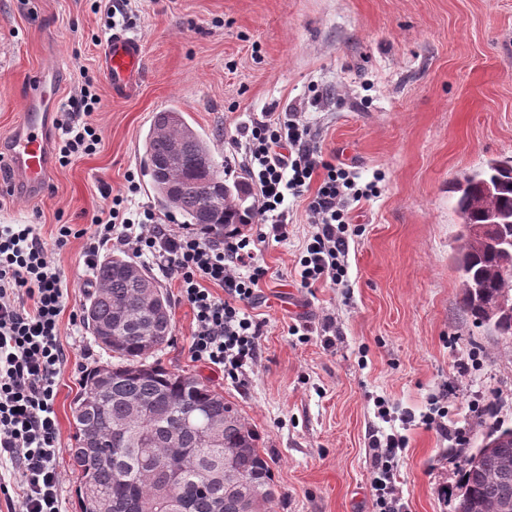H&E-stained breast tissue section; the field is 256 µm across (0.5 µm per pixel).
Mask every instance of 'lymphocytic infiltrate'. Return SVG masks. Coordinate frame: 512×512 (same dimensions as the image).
I'll list each match as a JSON object with an SVG mask.
<instances>
[{
  "instance_id": "lymphocytic-infiltrate-1",
  "label": "lymphocytic infiltrate",
  "mask_w": 512,
  "mask_h": 512,
  "mask_svg": "<svg viewBox=\"0 0 512 512\" xmlns=\"http://www.w3.org/2000/svg\"><path fill=\"white\" fill-rule=\"evenodd\" d=\"M97 97L80 90L62 122L56 146L60 164L93 154L100 137L90 117ZM241 162L256 188L255 221L267 227L257 237L224 240L164 222L150 208L130 210V194L113 195L91 221L85 250L95 265L101 248L119 246L176 277L179 297L193 311L192 360L236 380L256 364L262 329L248 312L267 270L257 252L267 238L288 235L289 198H307L316 232L302 256L298 275L309 285L330 277L343 284L353 231L350 202L360 201L349 171L325 160L307 122L296 112H265L240 131ZM223 296L213 293L214 287ZM64 296L59 270L31 224H0V465L11 464L19 479L0 482L7 512H60L59 438L52 418L55 376L63 363L59 316ZM402 438L372 436L371 487L376 512H402L391 461Z\"/></svg>"
}]
</instances>
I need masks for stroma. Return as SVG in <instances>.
Instances as JSON below:
<instances>
[{
  "instance_id": "stroma-1",
  "label": "stroma",
  "mask_w": 512,
  "mask_h": 512,
  "mask_svg": "<svg viewBox=\"0 0 512 512\" xmlns=\"http://www.w3.org/2000/svg\"><path fill=\"white\" fill-rule=\"evenodd\" d=\"M126 31L143 44L144 71L137 92L116 99L98 64L110 30L94 0H0V138L46 65L61 69L59 110L88 78L100 98L99 148L55 166L43 199L0 185V224L35 225L64 288L67 362L53 406L62 512L78 510L71 406L86 371L109 356L72 319L94 291L86 240L56 246L57 227H89L104 191H125L130 173L134 203L156 207L139 157L155 113L174 104L233 176L242 170L231 142L249 118L304 113L324 159L376 191L348 207L341 285L301 284L315 228L305 198H289L287 238L260 254L268 275L248 312L261 348L244 382L191 361L193 313L170 277L157 283L173 339L150 362L239 405L271 458L277 512H374L369 441L388 429L405 440L393 462L404 512H453L459 459L419 416L446 407L470 450L494 424L512 427V338L464 314L448 259L454 183L512 155V0H136ZM475 400L493 412L472 418Z\"/></svg>"
}]
</instances>
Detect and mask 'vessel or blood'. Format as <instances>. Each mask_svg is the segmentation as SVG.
<instances>
[{
    "instance_id": "vessel-or-blood-1",
    "label": "vessel or blood",
    "mask_w": 512,
    "mask_h": 512,
    "mask_svg": "<svg viewBox=\"0 0 512 512\" xmlns=\"http://www.w3.org/2000/svg\"><path fill=\"white\" fill-rule=\"evenodd\" d=\"M143 65L140 39L123 31L113 32L100 58V68L113 97L124 98L134 91ZM58 78L52 67L36 76L18 123L0 142V168L8 169L12 190L31 199L43 195L53 167L50 144L56 125Z\"/></svg>"
}]
</instances>
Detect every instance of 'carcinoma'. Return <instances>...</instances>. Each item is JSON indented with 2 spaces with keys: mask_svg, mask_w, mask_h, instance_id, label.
<instances>
[{
  "mask_svg": "<svg viewBox=\"0 0 512 512\" xmlns=\"http://www.w3.org/2000/svg\"><path fill=\"white\" fill-rule=\"evenodd\" d=\"M141 164L159 206L179 214L217 238L242 234L254 211L249 188L229 181L216 165L224 207L200 220L210 173L200 157L213 154L210 138L194 130L172 106L156 113L146 135ZM461 223L449 259L459 273L466 316L485 323L483 304L472 292L512 296V266L504 252L476 240L470 227L491 213L503 216L501 235L512 239V158L491 159L456 184ZM99 283L83 320L95 341L118 362L84 375L71 407L76 445L69 449L77 475L79 512H240L238 491L225 478V456H233L243 490L258 489L252 512H266L278 499L270 458L239 405L203 379L148 364L149 354L167 345L171 305L154 278L126 255L110 253L96 268ZM106 326L110 335H99ZM496 448L479 460L461 457L463 479L454 512H502L512 505V428L488 433ZM178 449L168 447L170 441Z\"/></svg>",
  "mask_w": 512,
  "mask_h": 512,
  "instance_id": "obj_1",
  "label": "carcinoma"
}]
</instances>
